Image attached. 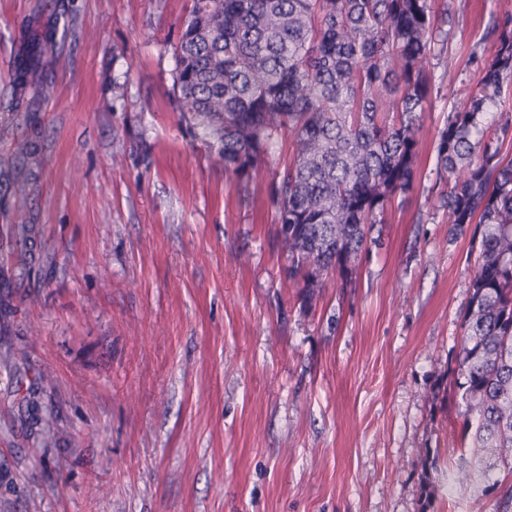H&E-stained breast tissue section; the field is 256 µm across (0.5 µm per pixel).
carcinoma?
I'll use <instances>...</instances> for the list:
<instances>
[{
  "mask_svg": "<svg viewBox=\"0 0 512 512\" xmlns=\"http://www.w3.org/2000/svg\"><path fill=\"white\" fill-rule=\"evenodd\" d=\"M455 15L448 0H193L176 53L181 120L216 153L245 194L270 146L289 140L291 158L270 195L288 279L309 294L333 275L352 284L356 261L378 243L395 197L421 186L420 131L440 90ZM467 63L479 79L453 96L435 142L429 189L453 230L474 225L478 249L452 382L464 404L465 451L473 462L448 475L464 493L487 478V461L512 470V4L492 14ZM29 45L15 96L45 99L52 86L31 73L48 54ZM497 114L492 124L486 115ZM32 152L15 140L0 170ZM24 349L0 357L12 370ZM41 444L56 439L52 413L37 419Z\"/></svg>",
  "mask_w": 512,
  "mask_h": 512,
  "instance_id": "cac0c4a2",
  "label": "carcinoma"
}]
</instances>
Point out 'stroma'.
<instances>
[{"label": "stroma", "instance_id": "35a3bbf8", "mask_svg": "<svg viewBox=\"0 0 512 512\" xmlns=\"http://www.w3.org/2000/svg\"><path fill=\"white\" fill-rule=\"evenodd\" d=\"M57 30L53 97L11 100L31 40ZM461 19L420 133L423 188L393 201L356 282H290L268 192L240 193L180 121L175 49L192 0H0V512H494L496 490L423 493V455L457 467L449 389L474 272L451 235L434 141L496 0ZM28 188L13 194L14 182ZM28 259H5L13 225ZM49 373L50 383L40 373ZM59 418L55 446L35 421Z\"/></svg>", "mask_w": 512, "mask_h": 512}]
</instances>
